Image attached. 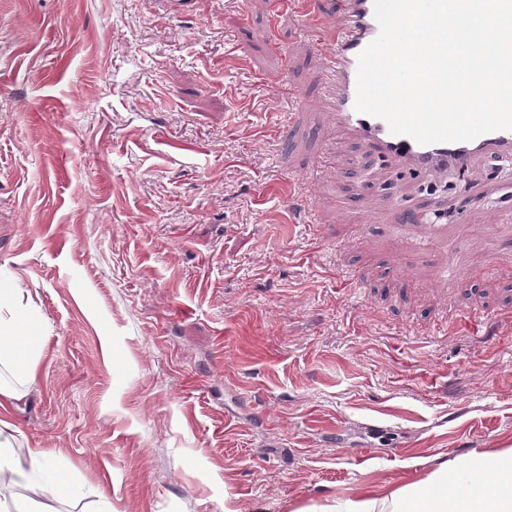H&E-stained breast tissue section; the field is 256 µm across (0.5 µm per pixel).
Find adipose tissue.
<instances>
[{"label":"adipose tissue","instance_id":"ef3b65f1","mask_svg":"<svg viewBox=\"0 0 512 512\" xmlns=\"http://www.w3.org/2000/svg\"><path fill=\"white\" fill-rule=\"evenodd\" d=\"M17 291L0 289V364L22 381L34 376L35 360L26 331L29 311L18 303ZM51 448H31L18 456L9 439L0 436V472L13 473L26 496L14 502V512H54L51 500L71 495L67 474L54 463ZM318 512H512V448L493 456L478 453L440 465L420 482L405 484L383 495L364 490L336 498Z\"/></svg>","mask_w":512,"mask_h":512}]
</instances>
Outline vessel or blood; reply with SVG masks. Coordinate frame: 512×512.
<instances>
[{"label": "vessel or blood", "mask_w": 512, "mask_h": 512, "mask_svg": "<svg viewBox=\"0 0 512 512\" xmlns=\"http://www.w3.org/2000/svg\"><path fill=\"white\" fill-rule=\"evenodd\" d=\"M344 15L335 33L316 49L335 84L327 105L336 126L380 157L409 171L438 177L468 164L483 153L512 154V131H492L471 141L422 145L406 135L392 134L387 123L355 108L359 54L379 33L373 0H342Z\"/></svg>", "instance_id": "b4317fda"}]
</instances>
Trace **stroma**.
<instances>
[{
	"label": "stroma",
	"mask_w": 512,
	"mask_h": 512,
	"mask_svg": "<svg viewBox=\"0 0 512 512\" xmlns=\"http://www.w3.org/2000/svg\"><path fill=\"white\" fill-rule=\"evenodd\" d=\"M321 2L313 33L288 0H0V284L38 355L6 419L81 487L59 512H296L512 448V155L432 183L337 134Z\"/></svg>",
	"instance_id": "35a3bbf8"
}]
</instances>
